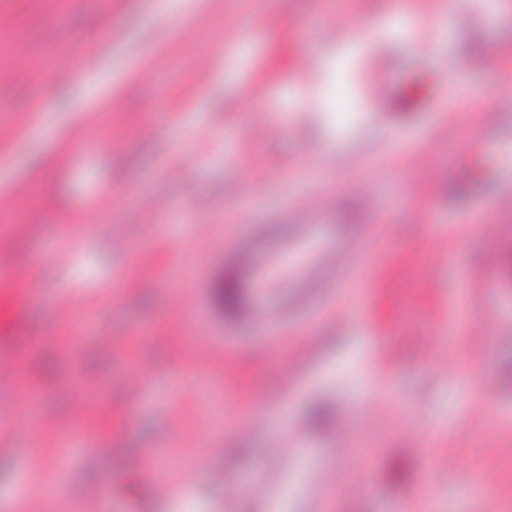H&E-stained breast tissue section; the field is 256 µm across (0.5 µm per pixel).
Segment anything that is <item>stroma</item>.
<instances>
[{
    "instance_id": "1",
    "label": "stroma",
    "mask_w": 512,
    "mask_h": 512,
    "mask_svg": "<svg viewBox=\"0 0 512 512\" xmlns=\"http://www.w3.org/2000/svg\"><path fill=\"white\" fill-rule=\"evenodd\" d=\"M0 14V272L33 274L41 339L0 371V512H42L49 487L57 512H512V0ZM65 54L97 69L58 91ZM324 196L319 237L364 229L340 298L241 325L216 292L244 280L225 227L268 225L270 247Z\"/></svg>"
}]
</instances>
